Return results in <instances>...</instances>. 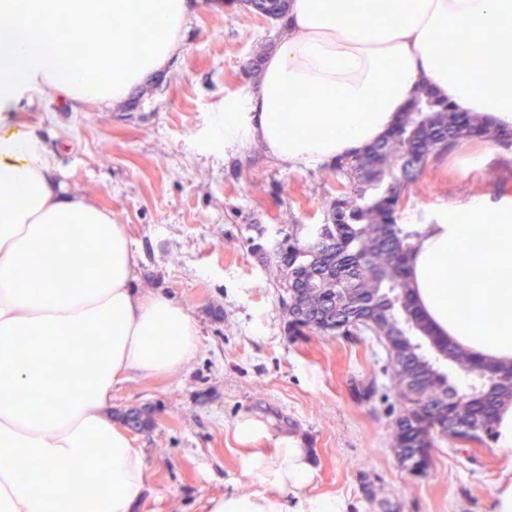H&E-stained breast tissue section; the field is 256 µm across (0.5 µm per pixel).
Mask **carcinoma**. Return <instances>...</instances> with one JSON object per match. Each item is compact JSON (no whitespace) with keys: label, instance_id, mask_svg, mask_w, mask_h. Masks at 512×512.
I'll use <instances>...</instances> for the list:
<instances>
[{"label":"carcinoma","instance_id":"obj_1","mask_svg":"<svg viewBox=\"0 0 512 512\" xmlns=\"http://www.w3.org/2000/svg\"><path fill=\"white\" fill-rule=\"evenodd\" d=\"M257 13L284 19L288 0H244ZM482 138L512 145V129L481 113L454 112L428 86L379 141L336 159L340 177L325 223L303 241L293 224L274 252L280 268L287 335L300 339L373 336L388 352L401 411L393 437L399 463L425 476L432 467L434 436L488 446L496 414L512 401V366L493 368L438 339L417 309L408 281L411 234L397 222L402 194L428 164L461 141ZM470 376L459 389L444 368ZM135 431L149 429L145 411L122 415Z\"/></svg>","mask_w":512,"mask_h":512}]
</instances>
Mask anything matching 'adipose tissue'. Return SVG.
Masks as SVG:
<instances>
[{
    "label": "adipose tissue",
    "mask_w": 512,
    "mask_h": 512,
    "mask_svg": "<svg viewBox=\"0 0 512 512\" xmlns=\"http://www.w3.org/2000/svg\"><path fill=\"white\" fill-rule=\"evenodd\" d=\"M189 12V0H0V112L38 86L119 106L180 51ZM85 31L95 39L79 56ZM505 41L512 0H290L258 88L224 101V141L313 167L379 140L423 84L512 128ZM296 90L314 111L286 110ZM413 230L410 286L434 334L511 366L512 210L474 201ZM139 269L125 226L59 180L33 132L0 121V512H133L143 497L145 455L113 421L112 389L182 368L199 330L164 294L135 290ZM235 434L254 490L213 495L206 512H350L307 494L316 470L295 438L262 448L253 419ZM18 453L29 470L11 465Z\"/></svg>",
    "instance_id": "1"
}]
</instances>
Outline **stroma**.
Returning <instances> with one entry per match:
<instances>
[{
	"label": "stroma",
	"mask_w": 512,
	"mask_h": 512,
	"mask_svg": "<svg viewBox=\"0 0 512 512\" xmlns=\"http://www.w3.org/2000/svg\"><path fill=\"white\" fill-rule=\"evenodd\" d=\"M280 28L242 0H191L180 53L120 107L74 108L38 88L10 115L69 185L126 226L142 256L137 288L199 323L200 350L182 370L112 390L113 410L155 420L131 434L149 467L136 512H205L214 494L248 492L235 437L245 419L267 427L269 449L301 437L316 468L309 493L346 497L352 512H494L512 450L440 436L429 474L409 475L394 450L400 408L385 350L367 336H286L272 250L288 225L323 223L336 173L329 162L281 164L261 142L228 144L219 132L225 98L257 86ZM471 200L512 204V148L461 142L408 187L401 221L431 224Z\"/></svg>",
	"instance_id": "1"
}]
</instances>
